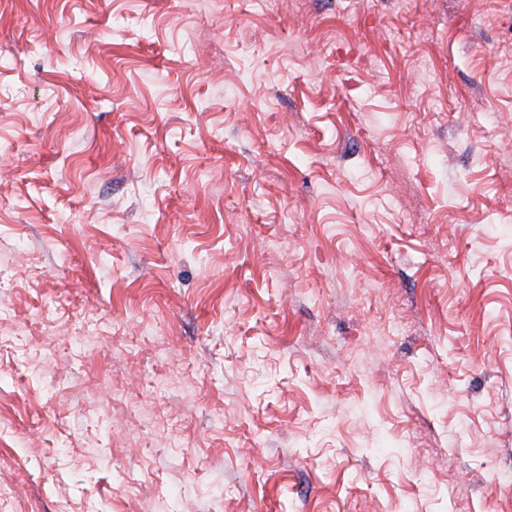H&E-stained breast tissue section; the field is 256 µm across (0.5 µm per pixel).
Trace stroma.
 Here are the masks:
<instances>
[{
	"instance_id": "35a3bbf8",
	"label": "stroma",
	"mask_w": 512,
	"mask_h": 512,
	"mask_svg": "<svg viewBox=\"0 0 512 512\" xmlns=\"http://www.w3.org/2000/svg\"><path fill=\"white\" fill-rule=\"evenodd\" d=\"M512 0H0V512H512Z\"/></svg>"
}]
</instances>
